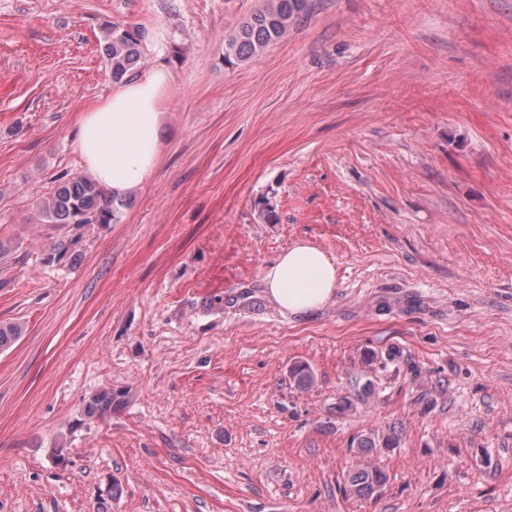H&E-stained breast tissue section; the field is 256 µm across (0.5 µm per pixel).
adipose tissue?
<instances>
[{
	"instance_id": "obj_1",
	"label": "adipose tissue",
	"mask_w": 512,
	"mask_h": 512,
	"mask_svg": "<svg viewBox=\"0 0 512 512\" xmlns=\"http://www.w3.org/2000/svg\"><path fill=\"white\" fill-rule=\"evenodd\" d=\"M172 83L156 67L117 83L107 98L83 110L75 123L76 151L112 198H123L152 177L159 161L160 118ZM268 297L291 314L324 306L336 288V267L319 247L301 241L285 250L263 276Z\"/></svg>"
}]
</instances>
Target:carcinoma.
I'll use <instances>...</instances> for the list:
<instances>
[{"label":"carcinoma","mask_w":512,"mask_h":512,"mask_svg":"<svg viewBox=\"0 0 512 512\" xmlns=\"http://www.w3.org/2000/svg\"><path fill=\"white\" fill-rule=\"evenodd\" d=\"M307 10V0H265V6L240 23L225 45L227 63L244 62L283 37L293 21ZM101 53L112 80L134 73L144 54V33L137 26L114 24L107 29ZM40 220L51 224H112L118 221L117 207L104 188L91 176H62L54 193L40 205ZM22 326L0 323V351L12 346L22 336ZM124 396L107 388L92 395L85 403V413L97 419L112 414L123 404ZM389 434L378 441L370 435L358 437L357 448L363 454L381 452L397 445ZM388 482L384 470L355 461L343 473L346 494L372 498Z\"/></svg>","instance_id":"carcinoma-1"}]
</instances>
